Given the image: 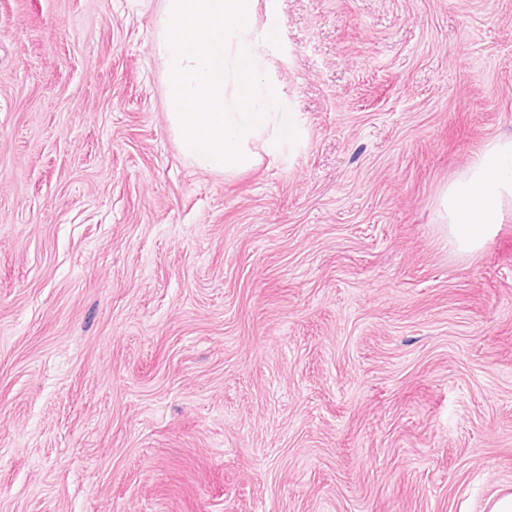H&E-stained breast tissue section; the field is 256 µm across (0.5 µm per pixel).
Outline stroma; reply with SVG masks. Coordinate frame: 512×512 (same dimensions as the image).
<instances>
[{"label": "stroma", "mask_w": 512, "mask_h": 512, "mask_svg": "<svg viewBox=\"0 0 512 512\" xmlns=\"http://www.w3.org/2000/svg\"><path fill=\"white\" fill-rule=\"evenodd\" d=\"M299 129L194 166L161 0H0V512H490L512 494V0H270ZM512 205V138L490 143L465 172L448 184L437 218L448 232V244L460 253L478 251L490 232L502 224Z\"/></svg>", "instance_id": "35a3bbf8"}]
</instances>
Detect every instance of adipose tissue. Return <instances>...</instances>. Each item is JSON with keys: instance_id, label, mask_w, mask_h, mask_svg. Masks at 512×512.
<instances>
[{"instance_id": "ef3b65f1", "label": "adipose tissue", "mask_w": 512, "mask_h": 512, "mask_svg": "<svg viewBox=\"0 0 512 512\" xmlns=\"http://www.w3.org/2000/svg\"><path fill=\"white\" fill-rule=\"evenodd\" d=\"M512 207V138L490 143L443 191L437 218L448 243L461 253L478 251Z\"/></svg>"}]
</instances>
